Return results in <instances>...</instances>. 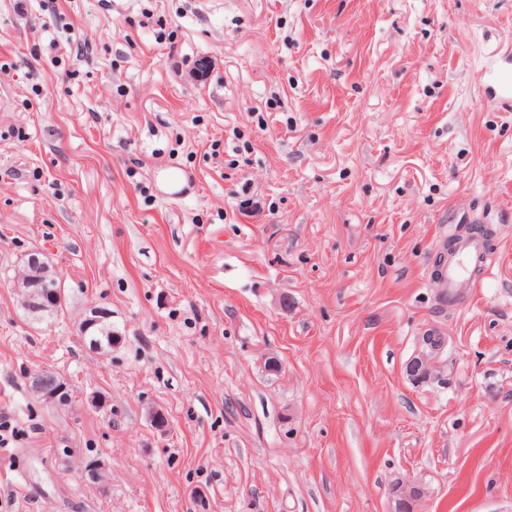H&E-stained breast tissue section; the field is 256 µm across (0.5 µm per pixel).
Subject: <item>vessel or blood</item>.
<instances>
[{
  "label": "vessel or blood",
  "mask_w": 512,
  "mask_h": 512,
  "mask_svg": "<svg viewBox=\"0 0 512 512\" xmlns=\"http://www.w3.org/2000/svg\"><path fill=\"white\" fill-rule=\"evenodd\" d=\"M165 194L172 199L187 197L194 184L193 178L174 165L163 167ZM469 219H459L453 235L455 250L444 256L436 272L443 288L442 299L453 303L475 288L494 261L492 239L485 232L470 229Z\"/></svg>",
  "instance_id": "vessel-or-blood-1"
}]
</instances>
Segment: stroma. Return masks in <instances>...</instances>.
I'll return each instance as SVG.
<instances>
[{"mask_svg": "<svg viewBox=\"0 0 512 512\" xmlns=\"http://www.w3.org/2000/svg\"><path fill=\"white\" fill-rule=\"evenodd\" d=\"M511 67L512 0H0V512H512ZM471 214L496 261L449 307ZM164 193L171 199L182 200L187 197L194 184L193 178L175 165L163 167ZM440 336L438 331H427L423 342L424 349L406 367L407 375L418 384L445 383L444 368L439 361L440 351L431 345ZM392 494L396 512L415 511V504L425 496L421 485L403 479L394 484Z\"/></svg>", "mask_w": 512, "mask_h": 512, "instance_id": "stroma-1", "label": "stroma"}]
</instances>
